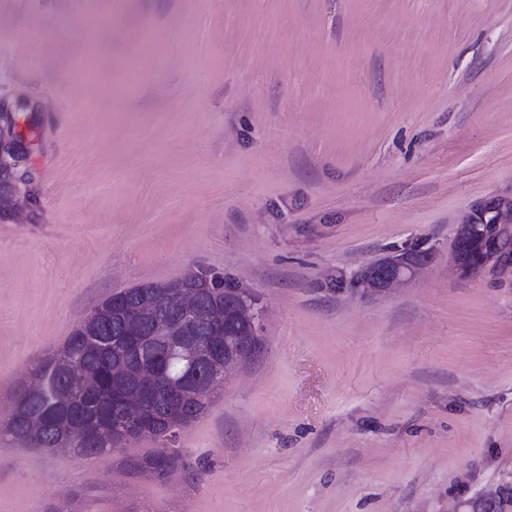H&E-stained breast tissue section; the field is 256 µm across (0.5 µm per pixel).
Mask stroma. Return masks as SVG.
Returning <instances> with one entry per match:
<instances>
[{
  "instance_id": "stroma-1",
  "label": "stroma",
  "mask_w": 512,
  "mask_h": 512,
  "mask_svg": "<svg viewBox=\"0 0 512 512\" xmlns=\"http://www.w3.org/2000/svg\"><path fill=\"white\" fill-rule=\"evenodd\" d=\"M25 103L0 218V418L80 317L202 267L259 355L183 428L184 466L0 439V512H460L512 486V276L457 275L512 198V0H0ZM417 249L408 285L337 288Z\"/></svg>"
}]
</instances>
